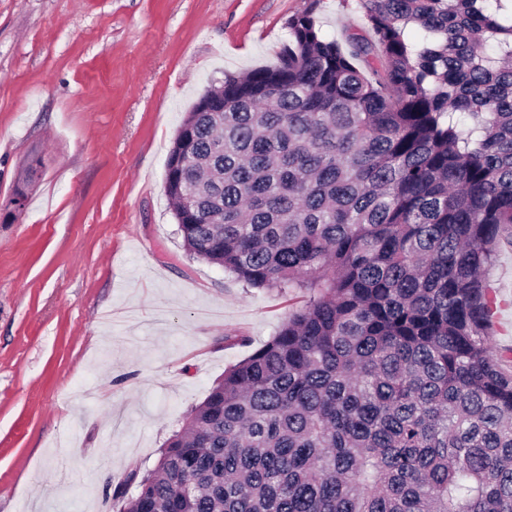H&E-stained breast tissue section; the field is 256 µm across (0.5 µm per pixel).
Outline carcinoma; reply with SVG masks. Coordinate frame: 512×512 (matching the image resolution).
<instances>
[{"instance_id": "cac0c4a2", "label": "carcinoma", "mask_w": 512, "mask_h": 512, "mask_svg": "<svg viewBox=\"0 0 512 512\" xmlns=\"http://www.w3.org/2000/svg\"><path fill=\"white\" fill-rule=\"evenodd\" d=\"M322 0L187 113L164 192L192 258L299 291L115 489L120 512H512V374L483 272L512 230V0ZM320 18L322 33L327 38L339 37L348 27L352 32H361L365 27L363 14L354 0H323Z\"/></svg>"}]
</instances>
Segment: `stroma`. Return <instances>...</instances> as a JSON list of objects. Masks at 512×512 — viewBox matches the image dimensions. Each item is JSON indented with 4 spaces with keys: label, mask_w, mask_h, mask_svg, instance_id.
<instances>
[{
    "label": "stroma",
    "mask_w": 512,
    "mask_h": 512,
    "mask_svg": "<svg viewBox=\"0 0 512 512\" xmlns=\"http://www.w3.org/2000/svg\"><path fill=\"white\" fill-rule=\"evenodd\" d=\"M307 5L0 0V512H118L126 473L300 306L189 259L163 182L205 88L276 65ZM320 18L365 27L355 0ZM486 279L512 373V241Z\"/></svg>",
    "instance_id": "obj_1"
}]
</instances>
